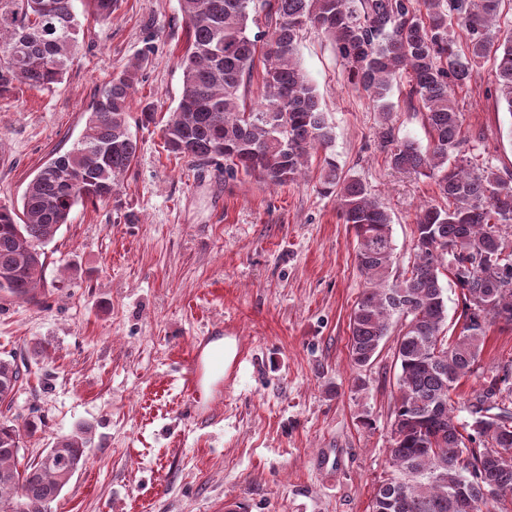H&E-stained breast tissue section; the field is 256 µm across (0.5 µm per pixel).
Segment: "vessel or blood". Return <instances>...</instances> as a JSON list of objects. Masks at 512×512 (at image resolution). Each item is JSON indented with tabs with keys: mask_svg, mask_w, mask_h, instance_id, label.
Instances as JSON below:
<instances>
[{
	"mask_svg": "<svg viewBox=\"0 0 512 512\" xmlns=\"http://www.w3.org/2000/svg\"><path fill=\"white\" fill-rule=\"evenodd\" d=\"M228 360L229 356L218 337H195L180 370L184 413L188 420L200 425L213 421L212 407L203 402L202 393L207 389L223 391L228 377Z\"/></svg>",
	"mask_w": 512,
	"mask_h": 512,
	"instance_id": "obj_1",
	"label": "vessel or blood"
}]
</instances>
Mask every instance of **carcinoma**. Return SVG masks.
I'll use <instances>...</instances> for the list:
<instances>
[{
  "label": "carcinoma",
  "mask_w": 512,
  "mask_h": 512,
  "mask_svg": "<svg viewBox=\"0 0 512 512\" xmlns=\"http://www.w3.org/2000/svg\"><path fill=\"white\" fill-rule=\"evenodd\" d=\"M117 2L0 0V98L18 84L46 90L59 83L73 63L82 18L108 21ZM503 2L180 0L186 47L178 61L181 93L162 127L166 150L269 187L300 183L311 156L321 155L318 191L336 199L353 228L365 279L349 321L353 364L371 363L397 332L390 456L401 478L377 488L372 512H512V441L502 439L512 434V362L480 371L489 327L512 325V243L502 235L512 224V170L469 163L457 99L492 56L486 94L512 115V32L500 25ZM309 29L334 45L350 83L381 112L390 168L431 180L442 200L419 209L414 259L397 276L391 216L362 180L339 171L332 127L298 62V40ZM153 52L146 42L96 91L81 138L29 181L21 209L0 205V293L38 301L45 287L41 247L76 205L108 201L120 191L138 152L132 93ZM403 75L409 102L424 114L425 148L389 125L393 85ZM157 110L153 101L140 102L137 123H156ZM446 273L462 294L464 327L454 336L445 329ZM473 375L479 388L462 421L452 392ZM24 379L16 359L0 358V405L11 406ZM44 425L38 415L22 423L0 418V512H45L68 474L86 464L91 430L80 426L38 462L18 467L21 432Z\"/></svg>",
  "instance_id": "cac0c4a2"
}]
</instances>
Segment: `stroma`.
Segmentation results:
<instances>
[{
	"instance_id": "stroma-1",
	"label": "stroma",
	"mask_w": 512,
	"mask_h": 512,
	"mask_svg": "<svg viewBox=\"0 0 512 512\" xmlns=\"http://www.w3.org/2000/svg\"><path fill=\"white\" fill-rule=\"evenodd\" d=\"M90 22L74 63L48 90L0 99V205L80 138L98 88L153 40L134 100L176 105L185 44L180 0H118ZM298 56L334 131L344 174L386 207L398 268L413 259L424 177L389 169L379 114L347 81L334 47L305 32ZM485 59L460 98L472 162L512 169V115L484 93ZM407 82L393 89L399 136L427 145ZM138 154L119 195L77 205L45 245L41 304L0 295V357L24 354L28 382L12 416L38 411L23 434L33 459L76 427L91 429L88 461L48 512H224L243 497L252 512H371L394 477V339L370 365L349 355V319L364 289L355 235L307 181L268 187L166 151L158 127L131 126ZM219 329L246 358L214 423L182 415L179 367L195 337ZM48 347L47 354L35 351Z\"/></svg>"
}]
</instances>
